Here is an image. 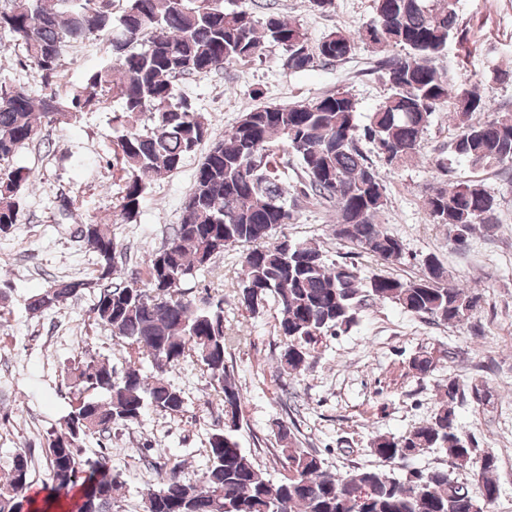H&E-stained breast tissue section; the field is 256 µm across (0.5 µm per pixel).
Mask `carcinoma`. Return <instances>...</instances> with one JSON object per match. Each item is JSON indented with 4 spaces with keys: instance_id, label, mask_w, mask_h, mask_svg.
I'll use <instances>...</instances> for the list:
<instances>
[{
    "instance_id": "carcinoma-1",
    "label": "carcinoma",
    "mask_w": 512,
    "mask_h": 512,
    "mask_svg": "<svg viewBox=\"0 0 512 512\" xmlns=\"http://www.w3.org/2000/svg\"><path fill=\"white\" fill-rule=\"evenodd\" d=\"M456 4L375 0V17L363 30L334 31L313 48L301 25L275 14L261 25L245 9H225L224 0H127L117 19L112 0H0V32L22 46L44 86L59 77L67 48L103 36L108 52L87 75V87L122 101L123 112L116 117L122 124L133 115L151 114V125L129 126L116 142L124 185L115 210L125 224L137 221L151 184L179 170L211 138L210 124L177 96L174 79L260 59L271 44L284 48L293 71L306 69L315 56L325 63L344 60L360 42L378 51L406 50L381 61L389 93L362 125L346 92L244 113L200 160L180 223L147 256L145 283L136 277L113 281L118 245L112 233L92 218L80 225L81 237L96 254V274L54 280L29 307L52 310L85 291L95 293L94 321L149 357L153 375L133 364L118 377L107 359L87 355L71 366L70 411L42 445L51 475V484L43 487L45 505L65 498L72 501L69 512H118L117 475L105 454L87 453L85 441L137 425L148 408L184 412V396L165 375L193 354L224 407V426L209 433L200 480L186 483L177 467L170 468L158 487L147 490L144 512H490L499 492L497 458L478 452L456 422L460 401L469 396L480 405L488 391L482 383L465 385L456 378L448 380L430 420L400 437L377 435L370 448L389 462L439 449L455 465L475 469L481 496L440 468L412 469L403 477L363 466L332 471L318 454L300 447L285 425L279 426V452L287 474L271 483L233 435L242 396L227 375L224 297L201 308L180 291L194 271L227 248L248 246L241 262V303L256 312L273 298L282 337L279 370L295 377L308 370L319 339L347 331L366 305L391 302L443 324L470 319L481 295L460 286L432 256L423 277L405 281L362 277L347 263L329 266L312 241L285 237L265 246L272 231L290 218L280 157L290 152L300 166L299 193L332 210L336 237L385 264L400 262L401 241L378 222L386 205L384 180L363 144L389 165L406 163L417 154L434 112L449 100L457 131L452 153L512 171V113L489 111L476 91L456 86L432 66L450 38L466 39ZM101 103L84 89L67 98L51 92L36 99L24 86L0 85V232L17 223L23 194L36 182L32 170L10 164L16 150L42 139L46 127L75 121ZM423 205L431 223L444 228L458 247L495 219V197L479 179L449 182L427 194ZM410 365L425 376L436 359L420 351ZM32 458L30 448L17 453L8 476L0 479V512H31Z\"/></svg>"
}]
</instances>
